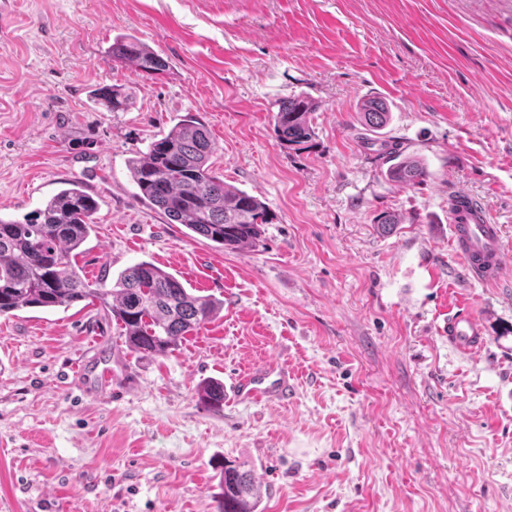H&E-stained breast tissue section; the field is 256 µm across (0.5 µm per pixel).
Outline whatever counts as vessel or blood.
Segmentation results:
<instances>
[{
    "instance_id": "vessel-or-blood-1",
    "label": "vessel or blood",
    "mask_w": 512,
    "mask_h": 512,
    "mask_svg": "<svg viewBox=\"0 0 512 512\" xmlns=\"http://www.w3.org/2000/svg\"><path fill=\"white\" fill-rule=\"evenodd\" d=\"M448 221L452 242L467 272L482 283L500 280L506 254L499 225L493 224L484 207L465 189L448 196ZM449 345L462 354H474L486 341L483 321L470 312L449 316L443 329ZM292 375L286 365L269 362L239 375L232 385L236 399L243 403H284L292 392Z\"/></svg>"
}]
</instances>
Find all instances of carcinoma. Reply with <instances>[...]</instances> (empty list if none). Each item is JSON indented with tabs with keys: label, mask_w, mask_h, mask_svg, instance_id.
Segmentation results:
<instances>
[{
	"label": "carcinoma",
	"mask_w": 512,
	"mask_h": 512,
	"mask_svg": "<svg viewBox=\"0 0 512 512\" xmlns=\"http://www.w3.org/2000/svg\"><path fill=\"white\" fill-rule=\"evenodd\" d=\"M112 61L150 76L167 68L163 58L131 35L114 39ZM91 96L110 112L132 106L129 94L116 85L103 84ZM315 110L305 95L278 104L273 123L281 145L290 149L312 140L310 114ZM359 110L375 130L388 121V109L380 100L366 99ZM215 151L206 126L187 114L132 158L128 170L142 197L170 220L226 250L253 248L261 241L263 225L274 216L258 197L227 186L213 173L208 161ZM389 176L416 186L428 171L418 159H400L390 166ZM97 209L94 196L80 182L70 181L24 221L0 218V316L97 301L120 326L131 351L164 357L214 320L224 301L189 291L175 276L146 261L124 269L110 288L104 275L91 287L76 257L89 239ZM195 393L206 406L224 404V384L218 380L199 384ZM221 489L218 512H257L261 492L250 471L224 463Z\"/></svg>",
	"instance_id": "1"
}]
</instances>
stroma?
Listing matches in <instances>:
<instances>
[{
	"label": "stroma",
	"instance_id": "35a3bbf8",
	"mask_svg": "<svg viewBox=\"0 0 512 512\" xmlns=\"http://www.w3.org/2000/svg\"><path fill=\"white\" fill-rule=\"evenodd\" d=\"M121 34L168 70L114 65ZM101 82L134 106L93 102ZM298 94L314 141L292 150L273 114ZM369 97L391 112L378 132ZM187 114L213 172L273 214L257 247L224 250L140 197L130 158ZM392 150L427 180L390 181ZM69 180L99 203L88 280L145 260L224 308L160 358L95 303L0 316V512H218L226 460L252 470L260 512H512V273L469 278L448 224L465 188L512 253V0H18L0 30V217ZM463 306L483 353L439 333ZM275 359L288 405L199 404L202 380ZM359 110L366 124L375 130H380L388 121V109L380 100H363Z\"/></svg>",
	"mask_w": 512,
	"mask_h": 512
}]
</instances>
